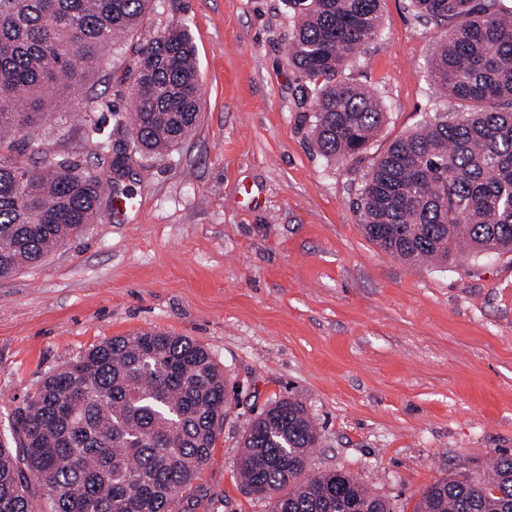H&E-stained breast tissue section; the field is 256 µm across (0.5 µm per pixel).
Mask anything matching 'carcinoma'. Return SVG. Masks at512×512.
I'll return each mask as SVG.
<instances>
[{"label":"carcinoma","mask_w":512,"mask_h":512,"mask_svg":"<svg viewBox=\"0 0 512 512\" xmlns=\"http://www.w3.org/2000/svg\"><path fill=\"white\" fill-rule=\"evenodd\" d=\"M381 0H288V53L309 111L313 149L358 159L386 121L377 97L345 77L376 36ZM442 29L433 88L461 112H434L395 139L365 174L355 202L366 236L407 262L448 261L467 248L512 252V0H409ZM156 0H0V277L40 263L95 223L106 183L54 155L29 168L13 135L66 106L104 51L132 37ZM201 78L193 37L174 25L140 44L130 99L112 112L132 134L110 170L160 155L196 127ZM92 101L82 112L98 131ZM224 372L206 347L147 330L116 336L47 373L0 438V512H179L226 416ZM319 432L298 401L281 399L243 430L246 493L269 512H390L350 473L308 477ZM414 512H512V454L486 478L435 481Z\"/></svg>","instance_id":"cac0c4a2"}]
</instances>
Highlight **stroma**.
Here are the masks:
<instances>
[{
	"label": "stroma",
	"mask_w": 512,
	"mask_h": 512,
	"mask_svg": "<svg viewBox=\"0 0 512 512\" xmlns=\"http://www.w3.org/2000/svg\"><path fill=\"white\" fill-rule=\"evenodd\" d=\"M381 29L348 77L387 120L362 160H328L301 123L285 0H158L146 26L188 24L201 75L199 120L175 150L134 157L108 189L136 197L41 263L0 278V433L46 374L115 336L160 330L210 352L228 412L182 512H267L236 468L246 423L302 402L321 439L314 471L344 470L413 512L442 478L512 454V253L407 263L364 234L363 175L433 109L426 67L439 32L409 0H381ZM142 35L107 51L79 103L129 104ZM111 109V111H112ZM111 111L99 137L131 144ZM47 150L95 170L79 117L48 121Z\"/></svg>",
	"instance_id": "1"
}]
</instances>
